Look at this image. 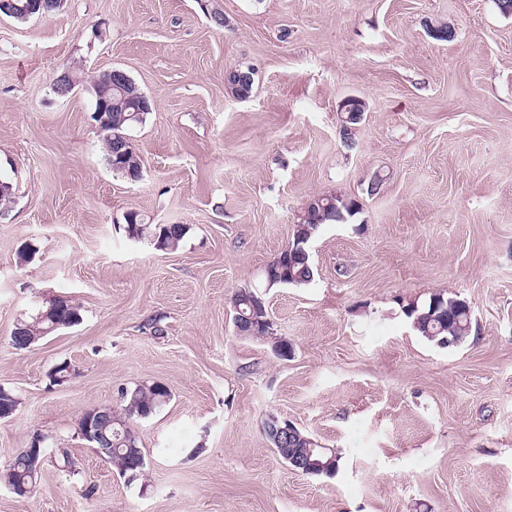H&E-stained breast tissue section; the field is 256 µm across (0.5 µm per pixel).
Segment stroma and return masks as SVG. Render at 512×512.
Masks as SVG:
<instances>
[{"mask_svg": "<svg viewBox=\"0 0 512 512\" xmlns=\"http://www.w3.org/2000/svg\"><path fill=\"white\" fill-rule=\"evenodd\" d=\"M209 4L223 25L199 0L0 15V387L19 399L0 468L35 435L46 448L33 494L0 482V512H512V15L496 0ZM65 66L81 83L60 96ZM113 68L152 105L129 132L135 182L91 119ZM234 68L254 72L249 99L225 87ZM350 96L366 110L348 146ZM320 195L359 211L320 226L311 283L267 287ZM130 211L190 230L160 250L129 236ZM247 289L272 336L236 335ZM440 292L472 309L450 350L406 315ZM59 296L82 322L14 349L17 324ZM64 361L70 380L52 383ZM146 382L172 398L133 423L147 468L129 483L77 422ZM272 415L332 449L335 474L291 470ZM257 293L251 291H240L233 296L232 304L234 309V315L238 314L235 310V305L244 301L250 300L255 306L254 317L256 318V322L259 325V334L260 336H266V326L268 321V314L265 307V304L262 300L256 295ZM233 315V316H234Z\"/></svg>", "mask_w": 512, "mask_h": 512, "instance_id": "stroma-1", "label": "stroma"}]
</instances>
